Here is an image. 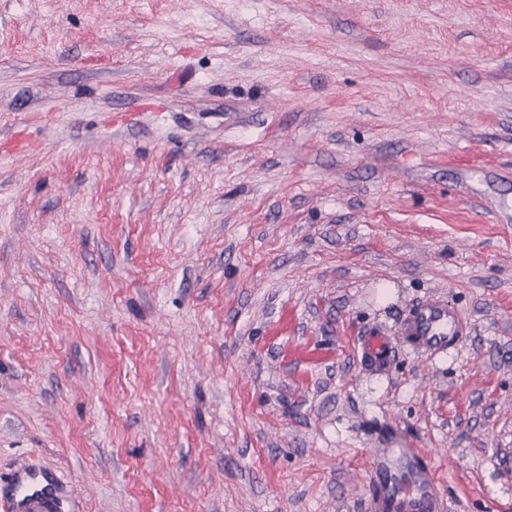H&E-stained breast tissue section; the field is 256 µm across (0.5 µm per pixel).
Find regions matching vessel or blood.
Segmentation results:
<instances>
[{
  "instance_id": "1",
  "label": "vessel or blood",
  "mask_w": 512,
  "mask_h": 512,
  "mask_svg": "<svg viewBox=\"0 0 512 512\" xmlns=\"http://www.w3.org/2000/svg\"><path fill=\"white\" fill-rule=\"evenodd\" d=\"M466 323L443 296L415 306L402 322V334L413 350L435 353L457 343ZM394 339L368 332L356 340V355L367 368L386 371L393 364ZM371 512H447L434 465L421 449L400 445L381 449L368 465ZM60 493L57 476L23 469L0 485V512H55Z\"/></svg>"
}]
</instances>
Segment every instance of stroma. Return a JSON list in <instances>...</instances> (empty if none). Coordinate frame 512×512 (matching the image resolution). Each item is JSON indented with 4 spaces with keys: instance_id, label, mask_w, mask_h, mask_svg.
I'll return each mask as SVG.
<instances>
[{
    "instance_id": "35a3bbf8",
    "label": "stroma",
    "mask_w": 512,
    "mask_h": 512,
    "mask_svg": "<svg viewBox=\"0 0 512 512\" xmlns=\"http://www.w3.org/2000/svg\"><path fill=\"white\" fill-rule=\"evenodd\" d=\"M396 434L512 512V0H0V480L370 512ZM463 315L437 295L415 306L402 322V334L413 351L435 353L455 344L463 336ZM356 355L367 368L388 371L393 364L397 343L389 336L366 332L356 340Z\"/></svg>"
}]
</instances>
